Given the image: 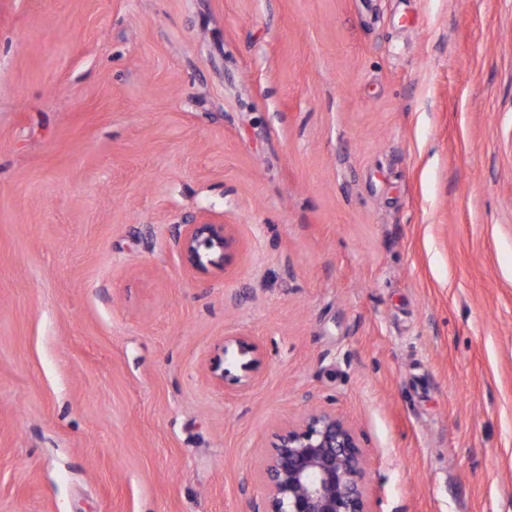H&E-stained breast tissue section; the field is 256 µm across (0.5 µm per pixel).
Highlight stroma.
<instances>
[{
	"label": "stroma",
	"mask_w": 512,
	"mask_h": 512,
	"mask_svg": "<svg viewBox=\"0 0 512 512\" xmlns=\"http://www.w3.org/2000/svg\"><path fill=\"white\" fill-rule=\"evenodd\" d=\"M313 409L512 512V0H0V512H264ZM183 232L179 233L178 243L181 255L188 265L204 269L206 263L212 264L208 252H219L224 257L226 252L236 244L230 224L212 220H202L196 224H186Z\"/></svg>",
	"instance_id": "35a3bbf8"
}]
</instances>
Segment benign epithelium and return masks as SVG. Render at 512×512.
I'll return each mask as SVG.
<instances>
[{
  "mask_svg": "<svg viewBox=\"0 0 512 512\" xmlns=\"http://www.w3.org/2000/svg\"><path fill=\"white\" fill-rule=\"evenodd\" d=\"M181 255L203 269L208 253L225 255L236 244L230 225L202 220L179 233ZM241 356L256 352L246 337L224 339ZM366 459L361 439L333 412L308 413L294 426L280 429L260 473L267 491L266 512H373L363 482Z\"/></svg>",
  "mask_w": 512,
  "mask_h": 512,
  "instance_id": "obj_1",
  "label": "benign epithelium"
}]
</instances>
